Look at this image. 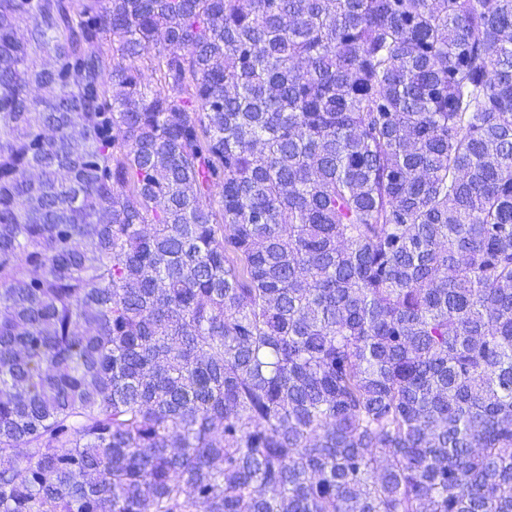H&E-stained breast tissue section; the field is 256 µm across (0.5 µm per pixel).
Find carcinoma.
<instances>
[{
    "label": "carcinoma",
    "instance_id": "1",
    "mask_svg": "<svg viewBox=\"0 0 512 512\" xmlns=\"http://www.w3.org/2000/svg\"><path fill=\"white\" fill-rule=\"evenodd\" d=\"M0 130V512H512V0H0Z\"/></svg>",
    "mask_w": 512,
    "mask_h": 512
}]
</instances>
